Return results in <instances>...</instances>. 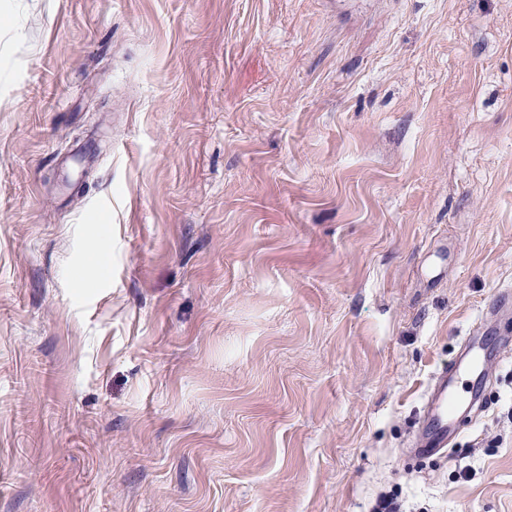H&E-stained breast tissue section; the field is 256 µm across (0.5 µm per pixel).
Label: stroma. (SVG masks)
Returning a JSON list of instances; mask_svg holds the SVG:
<instances>
[{
  "instance_id": "35a3bbf8",
  "label": "stroma",
  "mask_w": 512,
  "mask_h": 512,
  "mask_svg": "<svg viewBox=\"0 0 512 512\" xmlns=\"http://www.w3.org/2000/svg\"><path fill=\"white\" fill-rule=\"evenodd\" d=\"M507 290L512 0H0V512H512ZM480 341L470 336L460 347L455 359L440 368L433 376L420 421L416 454L433 456L448 447L454 434L463 398L456 391V382L463 371L479 372L482 362Z\"/></svg>"
}]
</instances>
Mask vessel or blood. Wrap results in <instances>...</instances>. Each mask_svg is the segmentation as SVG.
<instances>
[{
  "mask_svg": "<svg viewBox=\"0 0 512 512\" xmlns=\"http://www.w3.org/2000/svg\"><path fill=\"white\" fill-rule=\"evenodd\" d=\"M481 362L480 341L472 336L461 345L456 358L434 374L424 403L416 454L433 456L447 448L463 402L456 382L462 372L479 371Z\"/></svg>",
  "mask_w": 512,
  "mask_h": 512,
  "instance_id": "obj_1",
  "label": "vessel or blood"
}]
</instances>
